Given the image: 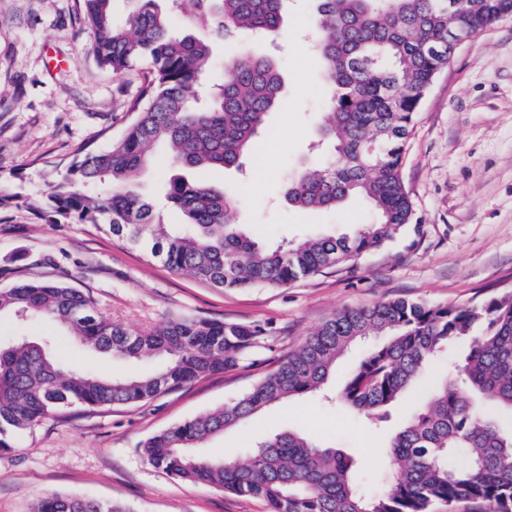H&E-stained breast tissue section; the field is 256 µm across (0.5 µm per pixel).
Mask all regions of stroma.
Wrapping results in <instances>:
<instances>
[{
	"instance_id": "obj_1",
	"label": "stroma",
	"mask_w": 512,
	"mask_h": 512,
	"mask_svg": "<svg viewBox=\"0 0 512 512\" xmlns=\"http://www.w3.org/2000/svg\"><path fill=\"white\" fill-rule=\"evenodd\" d=\"M311 0H291L288 33L277 51L286 81L245 173L205 170L206 182L245 184L236 213L257 240L275 245L315 232L344 233L371 223L359 202L308 213L288 206L285 182L307 153L328 97L310 38ZM79 0H0V288L19 279L63 280L88 292L98 311L130 332L177 317H206L269 331L265 344L231 372L211 375L137 405L61 410L19 433L0 452V512H32L48 494L118 503L129 512H267L258 499L181 482L138 451L153 433L223 406L246 392L279 358L333 313L398 298L431 305L478 303L512 290V18L463 43L421 101L403 178L416 221L355 263L280 288L224 290L175 275L93 224H51L27 196L50 192L84 143L109 148L132 118L140 69L114 75L92 52ZM171 169L163 148L140 180L165 223H180L165 199ZM53 339L56 355L103 374L156 370L157 361H112L76 346L51 322L30 324ZM369 348L361 343L337 365L325 397L272 406L204 447L243 457L252 440L284 429L352 455L365 493L382 491L389 464L379 455L388 428L328 402Z\"/></svg>"
}]
</instances>
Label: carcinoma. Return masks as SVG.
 <instances>
[{
    "label": "carcinoma",
    "instance_id": "cac0c4a2",
    "mask_svg": "<svg viewBox=\"0 0 512 512\" xmlns=\"http://www.w3.org/2000/svg\"><path fill=\"white\" fill-rule=\"evenodd\" d=\"M114 0H81L100 65L121 75L143 64L145 85L134 118L106 150H80L61 180L29 205L52 224H98L162 261L171 272L214 288L281 287L348 265L383 247L414 222L403 163L420 102L448 56L457 23L479 32L512 0H316L314 32L328 106L312 149L325 159L288 178V201L304 211L334 210L362 199L376 219L340 236L317 234L286 244L257 242L234 215L226 187L192 177L198 168L240 169L267 116L283 102L276 58L254 47L284 31L288 0H171L176 31L156 0L125 22ZM225 43L224 77L198 88L212 65L213 44ZM162 146L179 173L166 183L168 203L187 223L156 219L135 189L152 150ZM111 182L102 198L93 188ZM18 324L47 320L84 347L117 360L160 359L156 372L102 375L59 360L49 337L0 342V451L16 434L80 404L88 408L147 401L209 375L232 371L261 344L266 329L209 318H172L132 334L99 314L90 296L59 281L22 280L0 289V316ZM369 336H385L349 373L341 404L373 424L402 396L417 392L438 356L461 339L467 354L430 383L411 417L390 436L388 485L365 495L353 457L296 431L261 438L245 460L200 454L211 438L241 426L265 408L320 390L337 359ZM512 413V291L467 305L406 299L334 313L242 396L140 442L138 450L170 477L228 494L263 500L268 512H433L462 504L475 512H512V428L485 412ZM34 512H127L115 503L49 494Z\"/></svg>",
    "mask_w": 512,
    "mask_h": 512
}]
</instances>
